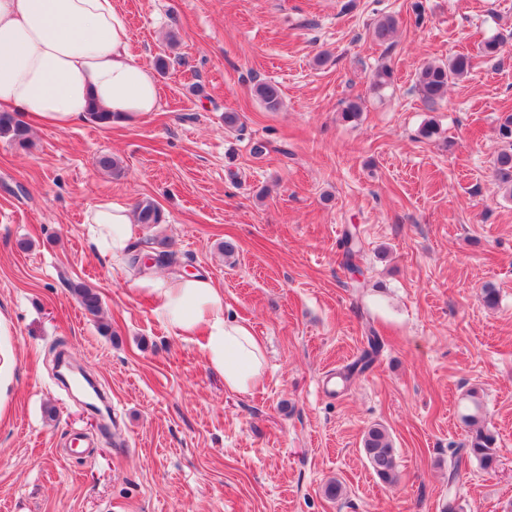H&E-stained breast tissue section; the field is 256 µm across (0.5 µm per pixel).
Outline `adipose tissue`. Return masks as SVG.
Wrapping results in <instances>:
<instances>
[{
  "instance_id": "ef3b65f1",
  "label": "adipose tissue",
  "mask_w": 512,
  "mask_h": 512,
  "mask_svg": "<svg viewBox=\"0 0 512 512\" xmlns=\"http://www.w3.org/2000/svg\"><path fill=\"white\" fill-rule=\"evenodd\" d=\"M92 102L123 124L159 108L154 71L132 54L128 21L115 0H0V107L64 130L87 120ZM83 233L102 260L153 300L175 336L198 340L225 391L261 384V340L249 325L225 320L224 291L213 278L138 274L129 264L136 226L124 205L94 203Z\"/></svg>"
}]
</instances>
